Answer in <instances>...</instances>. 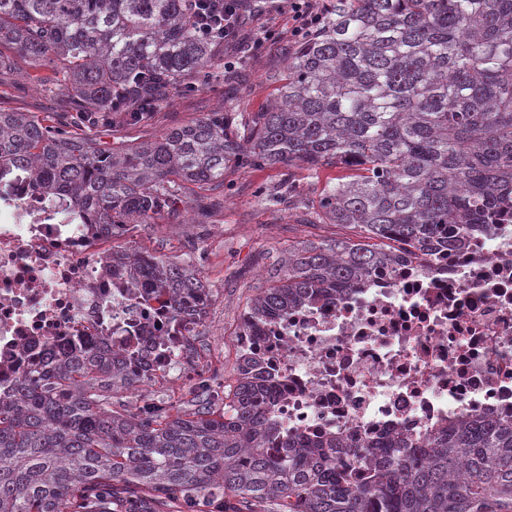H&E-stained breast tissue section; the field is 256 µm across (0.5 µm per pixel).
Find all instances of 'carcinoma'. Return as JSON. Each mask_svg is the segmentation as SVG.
<instances>
[{"instance_id": "cac0c4a2", "label": "carcinoma", "mask_w": 512, "mask_h": 512, "mask_svg": "<svg viewBox=\"0 0 512 512\" xmlns=\"http://www.w3.org/2000/svg\"><path fill=\"white\" fill-rule=\"evenodd\" d=\"M189 0H0V65L14 49L49 65L43 90L72 112L152 114L170 92L224 66V45L194 32ZM288 164L355 174L312 204L352 237L288 249L250 300L280 314L343 290L411 249L456 248L440 226L469 229L512 208V0H332L296 46L277 98L245 125L215 112L122 152L30 112H0V180L28 172L76 214L115 227L151 224L224 185L235 164ZM176 317L204 313L192 265L127 255ZM131 351L115 361L77 350L32 363L0 398V512H512V425L469 420L431 437L414 463L387 452L366 480L332 464V439L312 448L259 444L268 381L200 378L191 397L136 411Z\"/></svg>"}]
</instances>
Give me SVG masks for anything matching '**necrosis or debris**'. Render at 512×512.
<instances>
[{"label": "necrosis or debris", "instance_id": "1", "mask_svg": "<svg viewBox=\"0 0 512 512\" xmlns=\"http://www.w3.org/2000/svg\"><path fill=\"white\" fill-rule=\"evenodd\" d=\"M111 239L28 175L0 184V397L29 363L77 341L147 350L142 375L175 365L173 387L189 389L200 362L187 342L202 319L170 324L166 295L113 272ZM229 341L271 386L266 448L336 439L342 462L382 440L423 446L469 418L512 422V210L459 247L398 255L286 313L243 312Z\"/></svg>", "mask_w": 512, "mask_h": 512}]
</instances>
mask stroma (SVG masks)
<instances>
[{"label":"stroma","mask_w":512,"mask_h":512,"mask_svg":"<svg viewBox=\"0 0 512 512\" xmlns=\"http://www.w3.org/2000/svg\"><path fill=\"white\" fill-rule=\"evenodd\" d=\"M260 17H246L235 43L225 45V57H245L244 65L227 76L211 78L191 93H171L169 102L150 120L136 124L115 122L94 127L101 141L121 148L151 141L172 129L186 125L210 112H233L242 121L276 98L292 49L288 42L266 43L261 51L252 45L262 30ZM51 69L29 66L22 58H12L0 67V111L33 112L54 124L59 104L44 95L38 81L50 76ZM348 169L326 167L317 173L289 170L287 165L231 166L224 172L223 188L214 191L206 223L184 232L177 218L165 216L152 224L128 225L123 235L113 238L114 251H142L177 260L191 259L201 279L210 288L213 301L206 322L194 345L199 354L221 360L227 366L226 378H233L232 356L221 337L251 298L266 287L267 272L280 266L292 245L330 241L342 230L333 224L311 227L303 224V205L317 198L326 183L347 177ZM295 176L297 195L291 203H264L261 196Z\"/></svg>","instance_id":"35a3bbf8"}]
</instances>
